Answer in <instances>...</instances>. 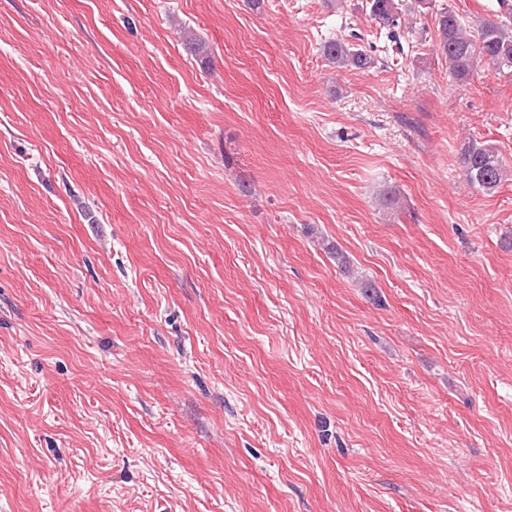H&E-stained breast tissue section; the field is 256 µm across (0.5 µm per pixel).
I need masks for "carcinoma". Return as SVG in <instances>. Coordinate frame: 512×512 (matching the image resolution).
<instances>
[{
	"instance_id": "1",
	"label": "carcinoma",
	"mask_w": 512,
	"mask_h": 512,
	"mask_svg": "<svg viewBox=\"0 0 512 512\" xmlns=\"http://www.w3.org/2000/svg\"><path fill=\"white\" fill-rule=\"evenodd\" d=\"M369 15L376 24L389 30L395 37L394 28L401 20L402 11H422L431 8V0H368ZM438 48L448 60V75L457 82H467L475 74L481 62L491 63L496 70L512 74V8L493 21L480 26L477 34H470L449 7L436 13ZM323 54L338 67L365 69L373 66L374 59L363 49L342 38H334L323 46ZM459 164L466 181L473 187L494 191L501 183L505 166L498 151L491 145L476 140L462 145Z\"/></svg>"
}]
</instances>
